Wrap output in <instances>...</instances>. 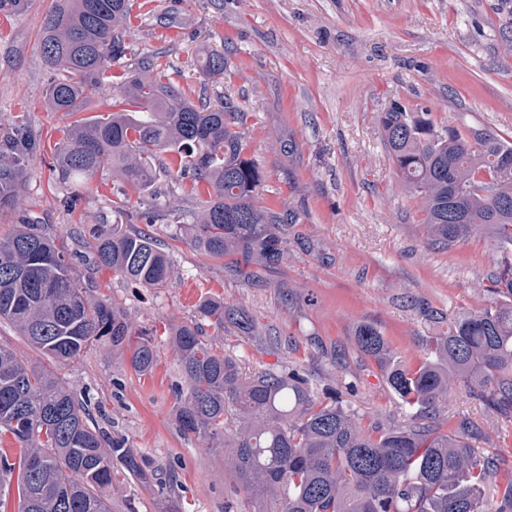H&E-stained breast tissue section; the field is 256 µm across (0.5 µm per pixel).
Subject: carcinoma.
<instances>
[{"label":"carcinoma","instance_id":"1","mask_svg":"<svg viewBox=\"0 0 512 512\" xmlns=\"http://www.w3.org/2000/svg\"><path fill=\"white\" fill-rule=\"evenodd\" d=\"M28 2L0 0V15L22 14ZM131 11L130 0H54L43 19L41 58L52 72L45 107L72 118L56 148L55 180L75 188L108 167L155 200L160 172L189 178L206 194L188 227L197 250L279 264L288 241L276 216L255 203L265 176L247 152L249 113L230 102L197 103L176 87L160 54L138 53L127 42ZM114 65L122 67L117 75ZM225 65L224 53H202L206 76L223 77ZM108 83L112 111L77 118L96 107ZM379 129L404 189L420 201L428 248L450 250L484 236L497 253L489 305L452 318L420 308L446 329L425 339L419 364L376 326L355 330L354 343L379 366L410 420L367 425L356 409L314 393L298 373L245 377L188 323L169 330L184 378L175 419L184 436L224 449V468L262 503L258 512H512V460L482 448L485 422L462 414L443 431L434 414L458 381L474 386L485 413L512 409V139L439 127L428 108L413 112L398 102L380 113ZM40 151L21 117L0 126V214L20 220L0 234V321L54 361L105 340L131 370L148 375L157 364L153 337L135 329L123 308L91 300L72 257L42 227L23 222ZM84 236L92 239L94 266L145 288L169 281V255L141 229L92 224ZM201 307L220 324L253 329L242 306L210 299ZM2 435L24 450L18 465L0 453V481L20 467L19 512H111L104 490L114 465L141 482L153 476L143 453L93 424L85 401L4 347Z\"/></svg>","mask_w":512,"mask_h":512}]
</instances>
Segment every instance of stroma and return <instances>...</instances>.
<instances>
[{
	"label": "stroma",
	"instance_id": "35a3bbf8",
	"mask_svg": "<svg viewBox=\"0 0 512 512\" xmlns=\"http://www.w3.org/2000/svg\"><path fill=\"white\" fill-rule=\"evenodd\" d=\"M52 0H30L0 17V122L23 116L41 140L27 190L30 217L71 245L90 224H124L112 200L110 170L74 195L50 166L68 119L46 111L51 73L42 62V21ZM180 27L161 20L170 9ZM512 0H135L128 40L162 51L172 82L211 103L230 99L249 118L248 153L264 172L256 201L287 226L288 253L257 277L191 244L171 216L145 230L168 250L173 275L139 288L108 269L77 265L98 297L117 302L135 327L153 332L154 371L136 375L110 345L96 342L56 364L0 323V346L51 369L94 421L146 455L143 483L119 474L106 490L112 512H256L224 455L184 437L174 414L182 384L167 338L171 326L198 323L244 374L293 370L317 394L334 393L368 421L397 422L403 411L378 366L360 353L355 328L376 325L412 359L436 329L424 305L447 316L479 309L496 269L490 242L475 237L448 251L426 246L424 214L406 193L383 144L378 114L390 103L428 107L436 124L512 137ZM223 51L222 78H205L198 55ZM216 298L244 305L258 335L217 327L199 311Z\"/></svg>",
	"mask_w": 512,
	"mask_h": 512
}]
</instances>
